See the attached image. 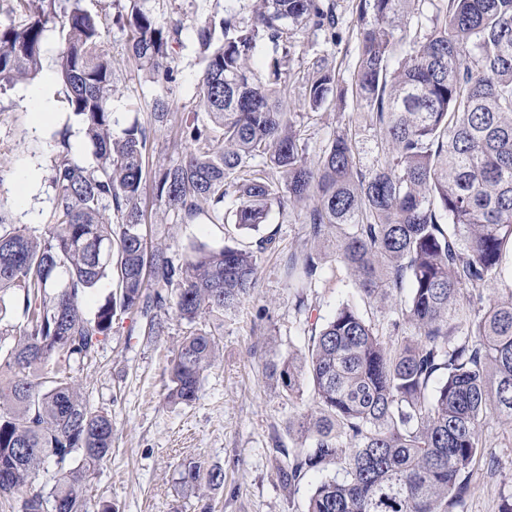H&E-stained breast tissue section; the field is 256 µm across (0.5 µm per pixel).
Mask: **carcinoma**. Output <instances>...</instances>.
<instances>
[{"label":"carcinoma","instance_id":"cac0c4a2","mask_svg":"<svg viewBox=\"0 0 512 512\" xmlns=\"http://www.w3.org/2000/svg\"><path fill=\"white\" fill-rule=\"evenodd\" d=\"M18 2L26 19L0 23V93L40 72L44 33L58 22L65 102L93 151L79 158L65 140L51 160L40 235L0 210V500L18 512H88L83 489L112 454V418L92 410L72 371L94 361L119 312L146 317L149 336L164 333L169 305L189 323L224 320L254 294L276 236L198 247L180 265L161 247L147 251L139 199L166 101L156 100L149 126L114 135L112 62L98 49L104 20L80 0L61 16L55 0ZM426 2L425 34L395 36L396 20L423 15ZM130 3L118 17L129 52L154 79L174 81L183 20ZM355 9L350 88L323 59L302 77L311 110L336 95L357 105L314 158L283 104L287 61L275 57L258 74L246 57L258 41L288 45L301 25L336 41L335 0H259L249 12L229 6L196 20L203 69L183 127L190 150L154 170L152 186L184 223L204 215L258 231L276 207L299 211L307 226L286 260L306 346L270 374L292 399L310 388L314 408L292 424L300 445L278 465L280 485L291 493L331 468L305 512H448L470 493L485 424L512 419V0H357ZM331 239L368 310L341 304L321 323L305 299L323 285L318 245ZM104 279L115 292L90 317L85 296ZM504 283L505 297L494 288ZM390 300L396 318L384 331L368 311ZM218 352L206 333L182 341L167 367L170 403L196 399ZM41 471L45 488L27 491ZM180 483L219 486L224 471L190 462Z\"/></svg>","mask_w":512,"mask_h":512}]
</instances>
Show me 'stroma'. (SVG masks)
<instances>
[{
  "instance_id": "stroma-1",
  "label": "stroma",
  "mask_w": 512,
  "mask_h": 512,
  "mask_svg": "<svg viewBox=\"0 0 512 512\" xmlns=\"http://www.w3.org/2000/svg\"><path fill=\"white\" fill-rule=\"evenodd\" d=\"M339 40L298 28L288 46V106L312 151L344 129L352 114L351 99L334 101L331 108L311 111L300 96L299 81L310 62L324 59L340 81L350 83L358 56L357 15L351 0H336ZM126 0H81L87 11L106 25L101 48L112 59L116 79L110 102L114 132L134 123L149 125L156 98L167 99L169 121L157 131L147 160V171L180 160L189 149L180 131L181 120L193 111L202 65L189 30L198 18L223 13L224 0H146L154 14L182 18L186 28L178 51L176 80L152 81L127 50V32L116 22ZM63 48L58 27L48 26L41 52V69L32 79L19 81L0 94V209L11 224L40 234L52 206L48 173L59 145L58 134L69 130L73 150L90 156L78 119L64 103V85L58 74ZM47 94L52 108L48 121L33 117L37 94ZM146 214L143 233L149 245L165 246L174 263H182L192 248L244 246L252 237L230 224L206 218L181 222L144 190ZM265 231L275 233L276 251L262 255L255 295L223 322L200 318L189 324L174 310L165 315L166 330L158 337L142 333L139 313L123 314L113 322L112 334L98 352L93 367L79 372L89 405L112 418V454L92 475L85 495L90 512L100 502L115 512H201L193 490L179 482L182 463L199 461L224 471V483L209 490L212 512H305L306 501L320 483L308 474L294 493L284 491L276 476L284 450L296 447L288 423L311 406V395L289 398L269 378L271 360L303 349L305 337L298 323L297 296L289 288L285 262L289 252L306 238L307 228L295 211L272 210ZM324 287L310 292L307 303L327 318L343 302L353 300L345 272L337 270L332 248L322 250ZM212 335L220 345L215 365L201 379L196 400L172 405L166 400L168 360L190 331ZM484 455L470 470L471 493L449 512H499L512 500V419L490 422L483 430ZM282 452H275V445Z\"/></svg>"
}]
</instances>
